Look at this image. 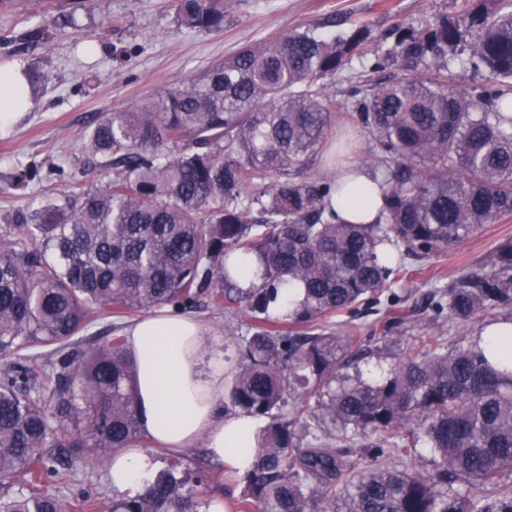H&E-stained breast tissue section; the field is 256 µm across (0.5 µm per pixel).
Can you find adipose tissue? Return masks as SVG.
<instances>
[{"label": "adipose tissue", "mask_w": 512, "mask_h": 512, "mask_svg": "<svg viewBox=\"0 0 512 512\" xmlns=\"http://www.w3.org/2000/svg\"><path fill=\"white\" fill-rule=\"evenodd\" d=\"M28 79L21 64L0 66V125L28 110ZM332 206L338 221L372 224L382 218L381 181L350 165L336 177ZM136 363L137 412L143 431L173 450L206 439L210 457L243 473L253 462L258 423L225 415L224 385L231 365L218 342L198 319L187 315H150L127 331ZM153 469L144 451L115 453L110 466L114 490L137 493Z\"/></svg>", "instance_id": "adipose-tissue-1"}]
</instances>
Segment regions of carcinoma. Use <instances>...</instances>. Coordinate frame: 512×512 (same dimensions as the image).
<instances>
[{
    "instance_id": "obj_1",
    "label": "carcinoma",
    "mask_w": 512,
    "mask_h": 512,
    "mask_svg": "<svg viewBox=\"0 0 512 512\" xmlns=\"http://www.w3.org/2000/svg\"><path fill=\"white\" fill-rule=\"evenodd\" d=\"M460 0L366 49L296 29L213 61L156 100L104 116L90 149L110 158L101 190L69 182L67 209L0 231V512H100L97 493H63L73 463L104 462L150 441L136 408V367L120 334L82 333L102 317L167 307H237L253 320L238 347L225 409L266 418L236 512H512V335L449 349L414 337L387 376L368 381L355 337L323 321L382 305L391 277L512 215V0ZM181 25L224 26V0H173ZM361 59L352 124L381 174L384 220L340 224L336 177L300 178L336 125L320 80ZM402 73L383 81L390 60ZM460 61L491 79L448 86ZM249 255L261 282L236 280ZM297 283L281 321L268 308ZM435 315L466 323L512 315V239L437 292ZM354 373H349V370ZM317 429L289 416L290 398ZM366 440L374 464L345 460ZM213 499L163 470L112 512H210Z\"/></svg>"
}]
</instances>
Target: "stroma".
Wrapping results in <instances>:
<instances>
[{"mask_svg": "<svg viewBox=\"0 0 512 512\" xmlns=\"http://www.w3.org/2000/svg\"><path fill=\"white\" fill-rule=\"evenodd\" d=\"M459 7L458 0H224L223 29L208 31L182 26L171 0H101L95 11L81 9L77 0H0V32L14 36L0 45V63L18 61L47 78L29 112L0 130V227L31 215L42 203L67 207L64 177L75 176L87 189L103 188L107 159L94 154L88 141L102 115L146 104L244 45L307 27L337 35L363 22L373 49L397 22L418 25ZM39 26L49 28V40L29 41L27 32ZM21 168L36 176L17 189L13 180ZM507 236L512 237V216L486 225L445 253L422 262L407 260V276L391 287L404 300L397 311L328 318V325L348 330L367 349L359 362L364 376L387 370L418 329L434 327L451 347L477 335L485 319L452 326L434 321L430 299L460 267L476 263ZM193 315L229 354H236L249 334L251 320L237 310L201 308ZM146 452L160 469L207 471L200 488L214 500L234 501L240 495L241 484L226 479L204 444L179 453L151 444Z\"/></svg>", "mask_w": 512, "mask_h": 512, "instance_id": "35a3bbf8", "label": "stroma"}]
</instances>
